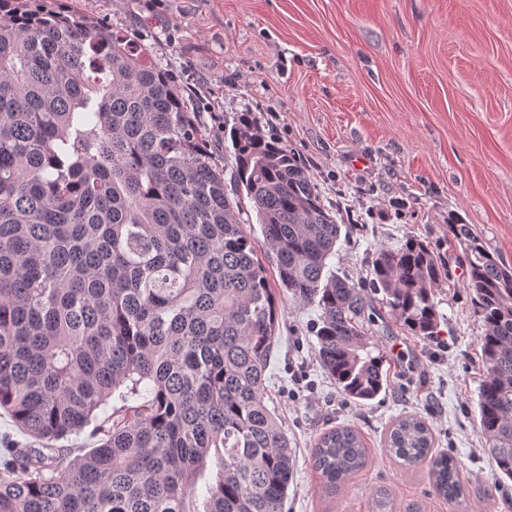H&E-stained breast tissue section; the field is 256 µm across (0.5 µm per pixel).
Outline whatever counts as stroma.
Instances as JSON below:
<instances>
[{"label":"stroma","instance_id":"stroma-1","mask_svg":"<svg viewBox=\"0 0 512 512\" xmlns=\"http://www.w3.org/2000/svg\"><path fill=\"white\" fill-rule=\"evenodd\" d=\"M67 0L125 29L182 90L224 169V124L252 113L263 133L299 155L341 226L328 264L365 279L375 252L410 236L447 263L437 289L441 343L410 335L393 316L373 341L390 359L374 400L344 396L323 370L310 331L320 311L287 302L266 371V402L294 453L286 512H370L371 493L425 512H512V481H496L474 416L484 374L460 247L448 220L471 226L512 265V0ZM420 415L436 451L458 463L465 503L433 489L385 448L391 424ZM347 424L368 466L328 497L311 466L316 436Z\"/></svg>","mask_w":512,"mask_h":512}]
</instances>
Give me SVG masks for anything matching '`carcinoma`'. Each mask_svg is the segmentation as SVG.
Wrapping results in <instances>:
<instances>
[{
	"label": "carcinoma",
	"instance_id": "1",
	"mask_svg": "<svg viewBox=\"0 0 512 512\" xmlns=\"http://www.w3.org/2000/svg\"><path fill=\"white\" fill-rule=\"evenodd\" d=\"M57 0H0V512H285L294 459L265 401L280 309L239 197L182 92L124 32ZM235 192L253 203L280 285L317 306L324 371L349 398L387 380L369 333L384 307L440 339L445 269L410 237L355 282L328 268L341 225L300 159L251 114L224 125ZM481 319L475 417L512 480V266L450 224ZM382 295L374 300L369 294ZM127 406L86 450L64 441L114 393ZM386 451L466 497L425 421L400 417ZM312 467L334 496L369 463L360 431L320 433ZM373 512H394L372 494Z\"/></svg>",
	"mask_w": 512,
	"mask_h": 512
}]
</instances>
